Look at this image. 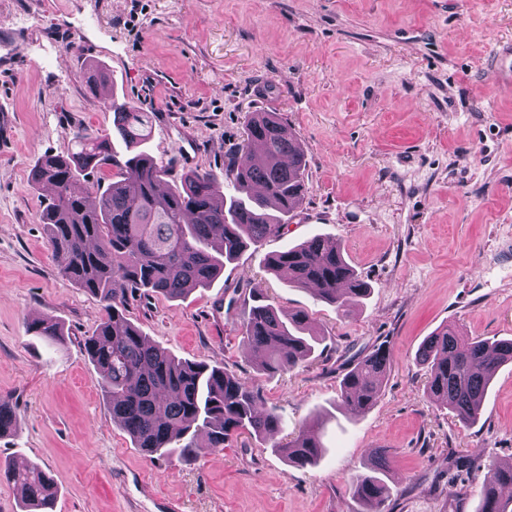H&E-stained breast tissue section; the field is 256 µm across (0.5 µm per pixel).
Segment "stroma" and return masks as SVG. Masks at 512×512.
Here are the masks:
<instances>
[{
    "instance_id": "stroma-1",
    "label": "stroma",
    "mask_w": 512,
    "mask_h": 512,
    "mask_svg": "<svg viewBox=\"0 0 512 512\" xmlns=\"http://www.w3.org/2000/svg\"><path fill=\"white\" fill-rule=\"evenodd\" d=\"M506 39L512 0H0V396L19 418L0 465L51 472L56 512H363L349 484L379 450L385 512H477L484 463L512 462V363L465 427L431 401L415 354L447 325L512 338V90L488 61ZM93 62L110 88L88 87ZM111 93L150 113L146 151L181 172L224 174L252 112L280 113L300 139L307 191L281 237L183 298L128 289L124 314L177 357L258 387L287 422L277 441L314 429L317 465L246 435L189 464L149 458L113 422L83 346L102 305L62 277L39 220L47 194L28 182L77 130L111 132ZM317 235L370 287L349 311L267 269ZM256 288L307 314V365L257 372L241 330ZM41 316L62 343L28 332ZM381 344L379 398L352 413L342 370Z\"/></svg>"
}]
</instances>
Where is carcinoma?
Returning <instances> with one entry per match:
<instances>
[{
  "mask_svg": "<svg viewBox=\"0 0 512 512\" xmlns=\"http://www.w3.org/2000/svg\"><path fill=\"white\" fill-rule=\"evenodd\" d=\"M107 108L112 137L78 130L71 152L37 160L29 185L51 191L40 223L61 274L102 304L104 318L84 348L112 420L148 457L192 462L246 432L270 442L294 465L315 464L322 446L314 436L303 431L285 445L273 440L281 419L264 406L259 390L223 368L180 360L153 344L125 317L121 301L126 286L181 298L208 286L249 246L278 236L305 193V155L296 136L278 113L251 112L240 157L227 178L188 171L166 190L170 164L140 149L151 134L149 113L113 95ZM114 138L124 143L126 155L115 151ZM104 167L112 174L84 193L76 191L82 171ZM267 268L286 272L296 287H312L319 300L338 310L358 304L368 292L340 245L323 238L276 252ZM307 323L302 311L284 314L253 297L242 334L257 370L273 374L308 362L317 339L305 335ZM29 331L55 343L64 336L52 318L33 321ZM416 359L427 370L431 400L468 427L477 422L498 369L512 362V339L469 338L448 325L422 342ZM389 363L384 346L353 360L339 385L343 404L359 414L371 409ZM17 424L10 398L0 396V434ZM484 468L477 512H512V498H501L503 487L512 488V465L491 461ZM2 481L24 489L23 512L56 497L54 479L30 461L0 468ZM351 489L363 512H384L390 488L376 477L358 476Z\"/></svg>",
  "mask_w": 512,
  "mask_h": 512,
  "instance_id": "cac0c4a2",
  "label": "carcinoma"
}]
</instances>
